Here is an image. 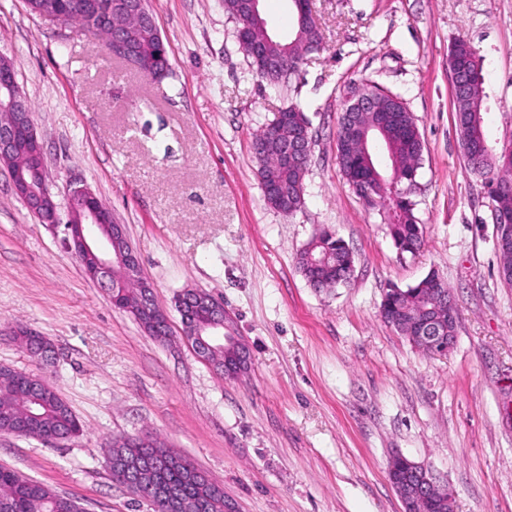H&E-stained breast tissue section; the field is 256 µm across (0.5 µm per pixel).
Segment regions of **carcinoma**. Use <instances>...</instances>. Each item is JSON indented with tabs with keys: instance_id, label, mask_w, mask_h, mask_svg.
Here are the masks:
<instances>
[{
	"instance_id": "1",
	"label": "carcinoma",
	"mask_w": 512,
	"mask_h": 512,
	"mask_svg": "<svg viewBox=\"0 0 512 512\" xmlns=\"http://www.w3.org/2000/svg\"><path fill=\"white\" fill-rule=\"evenodd\" d=\"M92 15L74 11L63 21L67 28L77 33L90 29ZM132 37L138 43L142 55V75L162 81L171 69L147 73V62L156 56L164 46L156 27H141L132 30ZM287 69L297 70L305 56L320 49V43L313 37L309 27L288 39ZM467 57L472 74L474 96L455 104V110L467 114L466 123L458 126L464 151L478 156L479 172L494 184L512 183V172L502 170L488 161L493 148L484 131L483 97L481 95L484 58L470 43L459 40ZM417 126L413 113H406L403 125L390 129L380 137L389 161V172H382L375 163L372 151L365 150L360 139L346 135L344 125L337 131V147L341 171L354 188L362 183H375L376 176L383 175L389 188L380 196L381 207L397 208L387 213V226L396 249L401 253H416L423 241V227L414 214V202L410 195L417 182L424 144L411 136V129ZM291 128L281 121H272L256 133L252 139L253 154L258 163L260 181L275 182L283 197L269 200L274 209L291 215L304 205V181L310 157L302 159L293 169L286 167L281 159L271 153L256 149L272 140L288 142ZM11 172L19 170L24 174L37 167L28 155L16 153L3 160ZM352 251L346 242L328 230L313 237L300 251L297 266L307 282L318 289L334 288L350 279ZM114 279L122 284L112 300V305L139 318L142 288L140 283L124 276V271H113ZM435 273H429L416 285L407 289L389 290L381 303L380 315L385 322H392V316L402 311L416 319L424 309L433 307L436 287ZM16 340L38 364L49 367L53 361L36 351L43 340L41 336H18ZM36 373L0 366V433L34 437L45 442L78 439L84 434V427L73 414L67 402L50 384H43L38 391L30 389ZM108 460H122V464L137 475V482L131 493L147 499L154 512H163L155 501L157 488L178 492L182 501V512H223L224 497L216 494L214 485L191 474V463L170 448L158 435H148L145 444H136V438L114 437L107 448ZM0 512H85L81 503L70 496L58 493L51 486L30 479L19 472L0 466Z\"/></svg>"
}]
</instances>
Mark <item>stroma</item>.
I'll return each mask as SVG.
<instances>
[{
    "label": "stroma",
    "instance_id": "stroma-1",
    "mask_svg": "<svg viewBox=\"0 0 512 512\" xmlns=\"http://www.w3.org/2000/svg\"><path fill=\"white\" fill-rule=\"evenodd\" d=\"M173 71L162 82L97 40L0 0V56L33 106L47 183L66 214L90 186L123 224L172 336H148L84 273L0 164V365L37 371L12 331L50 340L43 372L86 428L44 443L0 435V465L86 512H152L113 482L112 437L152 432L224 488L239 512H402L388 480L403 453L455 491V512H512V285L489 189L467 164L448 51L483 56L485 134L512 148V0H313L322 34L289 81L259 77L224 0H149ZM398 95L424 142L412 195L424 227L399 254L384 217L346 183L336 149L351 83ZM296 106L314 145L305 205L265 200L253 135ZM348 244L347 285L312 288L296 258L319 231ZM437 272L454 300L453 349L429 355L385 323L386 288ZM222 298L252 365L226 379L181 337L176 296Z\"/></svg>",
    "mask_w": 512,
    "mask_h": 512
}]
</instances>
